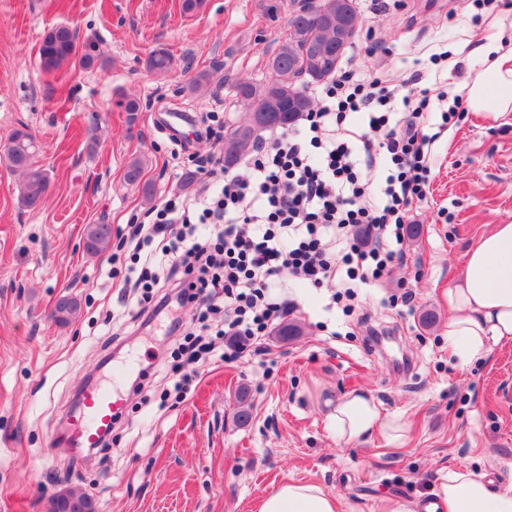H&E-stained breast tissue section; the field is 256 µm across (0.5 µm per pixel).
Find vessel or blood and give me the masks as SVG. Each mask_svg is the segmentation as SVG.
Masks as SVG:
<instances>
[{
  "mask_svg": "<svg viewBox=\"0 0 512 512\" xmlns=\"http://www.w3.org/2000/svg\"><path fill=\"white\" fill-rule=\"evenodd\" d=\"M123 404L124 398L116 384L85 387L79 408L67 417L70 447H99L102 438L111 433L114 418Z\"/></svg>",
  "mask_w": 512,
  "mask_h": 512,
  "instance_id": "obj_1",
  "label": "vessel or blood"
}]
</instances>
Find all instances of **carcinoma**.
<instances>
[{
	"label": "carcinoma",
	"mask_w": 512,
	"mask_h": 512,
	"mask_svg": "<svg viewBox=\"0 0 512 512\" xmlns=\"http://www.w3.org/2000/svg\"><path fill=\"white\" fill-rule=\"evenodd\" d=\"M359 17L358 0H317L315 11L295 9L288 16L287 32L279 40L276 51L267 61L268 78L260 81L243 80L232 84L235 97L253 109H266L268 113L258 120L232 126L224 132L222 151L224 167H231L242 155L254 150L261 133L276 128L294 126L306 112L313 109V100L306 88L322 83L338 70L342 59L352 48L356 34L349 39L338 37L345 24L353 25ZM41 67L46 72L67 64L90 68L99 57L87 53L80 45L76 30L69 26H56L48 30L39 48ZM147 68L163 73L172 65V58L163 49L152 52ZM118 106L127 114V122L134 125L140 105L137 99L122 97ZM4 159L20 172L18 193L22 204L37 207L49 187L46 170L34 165L35 139L26 130L16 129L7 144L0 148ZM144 160L131 159L125 170L129 184L141 182ZM112 241V225L89 224L85 228L84 248L90 255L105 251ZM81 309L78 298L64 295L56 302L54 320L66 325L77 317ZM48 512H97L94 499L87 493L67 488L49 501Z\"/></svg>",
	"instance_id": "1"
}]
</instances>
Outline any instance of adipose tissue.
Listing matches in <instances>:
<instances>
[{
	"label": "adipose tissue",
	"instance_id": "obj_1",
	"mask_svg": "<svg viewBox=\"0 0 512 512\" xmlns=\"http://www.w3.org/2000/svg\"><path fill=\"white\" fill-rule=\"evenodd\" d=\"M465 89L473 111H512V49L495 57ZM448 303V346L461 365L512 342V222L492 225L467 251L464 274L450 285ZM329 420L337 441L347 445L376 431L392 442L406 432L404 422L382 416L364 393L343 396ZM433 495L430 502L387 495L380 512H512V487L465 467L445 472ZM259 512H336V497L315 483L289 482L269 493Z\"/></svg>",
	"mask_w": 512,
	"mask_h": 512
}]
</instances>
